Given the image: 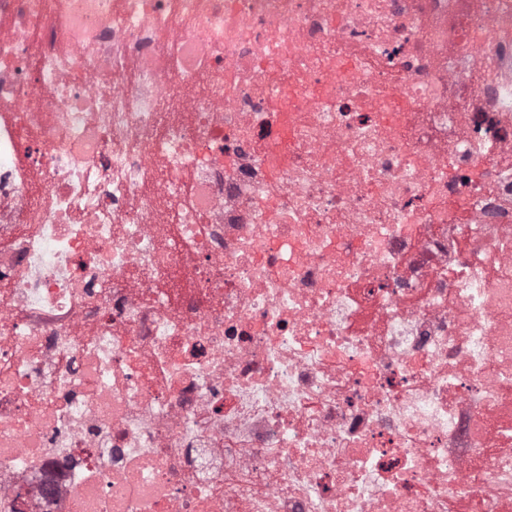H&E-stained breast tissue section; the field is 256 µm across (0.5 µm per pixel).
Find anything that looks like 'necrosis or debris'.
Segmentation results:
<instances>
[{"label": "necrosis or debris", "instance_id": "4bbe7bcc", "mask_svg": "<svg viewBox=\"0 0 512 512\" xmlns=\"http://www.w3.org/2000/svg\"><path fill=\"white\" fill-rule=\"evenodd\" d=\"M512 512V0H0V506Z\"/></svg>", "mask_w": 512, "mask_h": 512}]
</instances>
